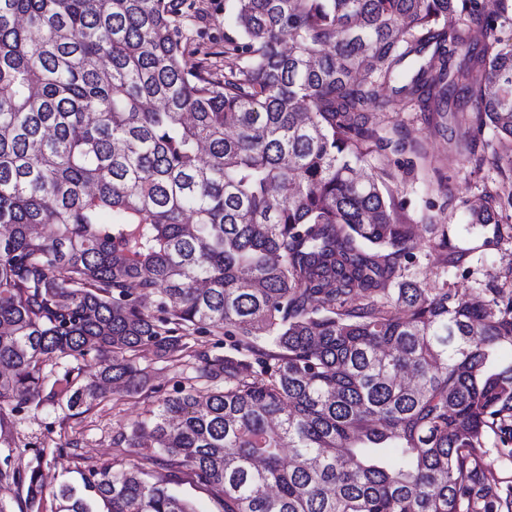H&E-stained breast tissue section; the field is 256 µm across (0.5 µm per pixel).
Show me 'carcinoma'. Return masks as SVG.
<instances>
[{"mask_svg": "<svg viewBox=\"0 0 512 512\" xmlns=\"http://www.w3.org/2000/svg\"><path fill=\"white\" fill-rule=\"evenodd\" d=\"M508 10L232 0L218 73L186 66L179 0H0V432L46 401L72 418L112 384L143 391V350L199 361L120 434L149 431L143 463L50 489L41 452L0 469L19 512H195L170 488L183 467L220 512L512 507L478 474L487 432L512 442V293L477 305L403 278L393 175L357 173L391 144L373 113L464 91L501 176L468 221L512 209V42L471 47ZM202 334L224 354L194 350ZM53 359L75 365L51 381Z\"/></svg>", "mask_w": 512, "mask_h": 512, "instance_id": "obj_1", "label": "carcinoma"}]
</instances>
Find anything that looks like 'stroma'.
<instances>
[{
	"instance_id": "1",
	"label": "stroma",
	"mask_w": 512,
	"mask_h": 512,
	"mask_svg": "<svg viewBox=\"0 0 512 512\" xmlns=\"http://www.w3.org/2000/svg\"><path fill=\"white\" fill-rule=\"evenodd\" d=\"M185 10L196 40L194 50L185 56L188 66L205 56L223 66L224 0H186ZM374 126L380 135L396 136L402 144L398 151L374 152L365 170L373 175L385 170L394 173L390 191L414 226V257L403 268L404 278L424 286L444 280L449 288L480 301L489 284L512 291V239L497 237L489 229H467V203L477 202L486 186L498 178L491 163L479 167L469 160L473 154L491 153V135L479 131L471 101H463L459 111L449 113L448 130L442 134L416 106L378 113ZM432 224L447 225L451 245L466 254L461 267H444L428 230ZM138 363L150 375L145 392L105 395L89 412L70 419L50 402L21 413L9 426L15 447L10 452L0 448V460L20 472L41 461L53 484L105 464L128 466L136 451L116 446L118 435L152 404L189 385L195 366L191 358L172 366L149 351L140 354Z\"/></svg>"
}]
</instances>
